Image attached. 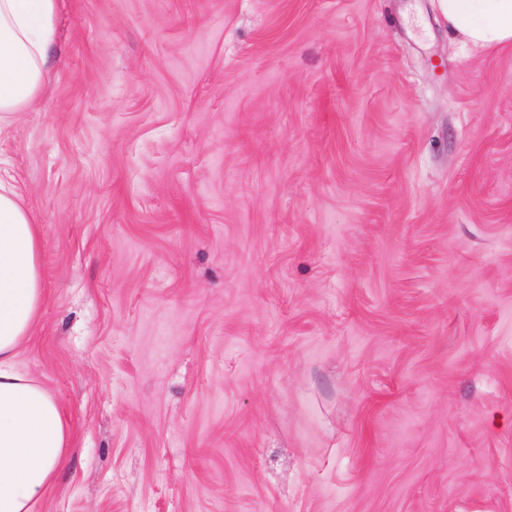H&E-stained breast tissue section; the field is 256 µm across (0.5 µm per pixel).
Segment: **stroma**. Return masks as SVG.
<instances>
[{"instance_id": "obj_1", "label": "stroma", "mask_w": 512, "mask_h": 512, "mask_svg": "<svg viewBox=\"0 0 512 512\" xmlns=\"http://www.w3.org/2000/svg\"><path fill=\"white\" fill-rule=\"evenodd\" d=\"M35 512H512V46L436 0H59Z\"/></svg>"}]
</instances>
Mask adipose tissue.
Instances as JSON below:
<instances>
[{
	"label": "adipose tissue",
	"mask_w": 512,
	"mask_h": 512,
	"mask_svg": "<svg viewBox=\"0 0 512 512\" xmlns=\"http://www.w3.org/2000/svg\"><path fill=\"white\" fill-rule=\"evenodd\" d=\"M473 51L512 44V0H437ZM58 0H0V123L44 84ZM37 218L0 184V512H34L70 442L54 398L18 365L43 300Z\"/></svg>",
	"instance_id": "obj_1"
}]
</instances>
